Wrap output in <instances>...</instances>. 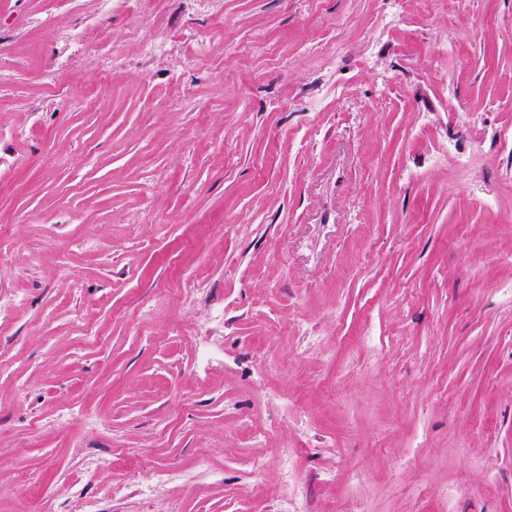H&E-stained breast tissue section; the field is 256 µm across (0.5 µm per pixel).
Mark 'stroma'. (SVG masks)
I'll use <instances>...</instances> for the list:
<instances>
[{"instance_id": "1", "label": "stroma", "mask_w": 512, "mask_h": 512, "mask_svg": "<svg viewBox=\"0 0 512 512\" xmlns=\"http://www.w3.org/2000/svg\"><path fill=\"white\" fill-rule=\"evenodd\" d=\"M511 136L512 0H0V512H512Z\"/></svg>"}]
</instances>
